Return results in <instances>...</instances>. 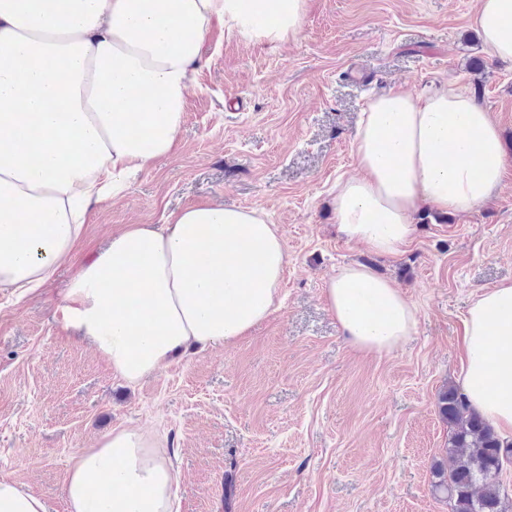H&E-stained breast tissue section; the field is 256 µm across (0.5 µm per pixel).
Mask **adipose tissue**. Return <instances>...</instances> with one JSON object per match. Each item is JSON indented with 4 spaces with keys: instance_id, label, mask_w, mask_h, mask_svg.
Here are the masks:
<instances>
[{
    "instance_id": "1",
    "label": "adipose tissue",
    "mask_w": 512,
    "mask_h": 512,
    "mask_svg": "<svg viewBox=\"0 0 512 512\" xmlns=\"http://www.w3.org/2000/svg\"><path fill=\"white\" fill-rule=\"evenodd\" d=\"M305 10L306 0H0V288H40L70 257L91 201L123 195L172 153L212 22L277 45L298 35ZM474 24L491 57L512 59V0H479ZM353 158L358 175L336 186L337 230L387 255L412 238L422 208L486 204L506 166L490 112L444 88L370 99ZM286 257L258 211L192 206L113 236L72 281L62 314L135 383L188 347L234 344L265 321ZM325 298L361 350H392L416 325L400 289L361 265L340 268ZM463 346L470 410L512 437V283L471 305ZM157 446L139 428L104 436L71 467L68 512H172L177 476Z\"/></svg>"
}]
</instances>
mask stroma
<instances>
[{"instance_id": "35a3bbf8", "label": "stroma", "mask_w": 512, "mask_h": 512, "mask_svg": "<svg viewBox=\"0 0 512 512\" xmlns=\"http://www.w3.org/2000/svg\"><path fill=\"white\" fill-rule=\"evenodd\" d=\"M477 0H308L274 46L213 26L173 154L125 196L92 205L70 259L19 296L0 290V478L67 512L74 459L112 431L159 439L178 475L175 512H450L433 467L450 428L436 408L460 387L470 305L512 281V61L490 57ZM455 87L491 113L507 154L485 205L430 217L395 255L336 229L338 179L370 96ZM257 210L288 263L280 306L231 346L191 350L128 384L60 306L81 268L129 224H166L200 204ZM358 263L415 310L397 348L343 335L324 288Z\"/></svg>"}]
</instances>
